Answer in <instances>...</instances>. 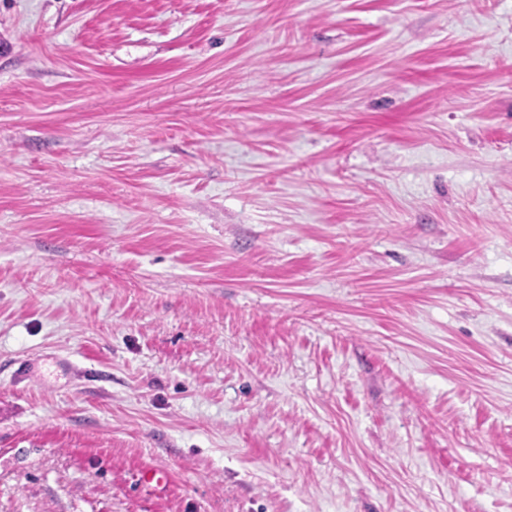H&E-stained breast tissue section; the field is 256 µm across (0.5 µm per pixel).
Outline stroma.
<instances>
[{
	"mask_svg": "<svg viewBox=\"0 0 512 512\" xmlns=\"http://www.w3.org/2000/svg\"><path fill=\"white\" fill-rule=\"evenodd\" d=\"M0 512H512V0H0Z\"/></svg>",
	"mask_w": 512,
	"mask_h": 512,
	"instance_id": "1",
	"label": "stroma"
}]
</instances>
